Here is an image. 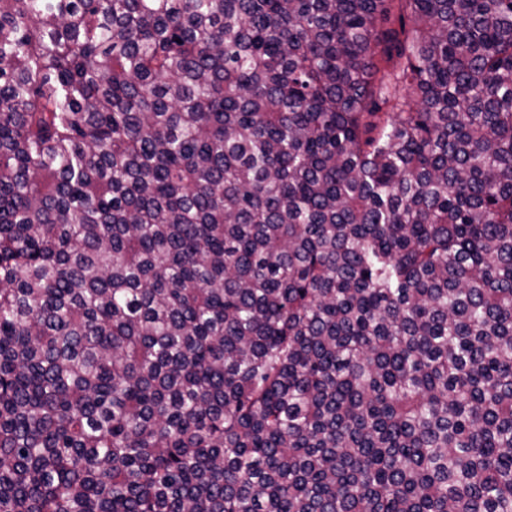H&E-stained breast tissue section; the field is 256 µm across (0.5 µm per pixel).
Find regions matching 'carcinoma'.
Returning <instances> with one entry per match:
<instances>
[{"mask_svg": "<svg viewBox=\"0 0 512 512\" xmlns=\"http://www.w3.org/2000/svg\"><path fill=\"white\" fill-rule=\"evenodd\" d=\"M0 512H512V0H0Z\"/></svg>", "mask_w": 512, "mask_h": 512, "instance_id": "cac0c4a2", "label": "carcinoma"}]
</instances>
